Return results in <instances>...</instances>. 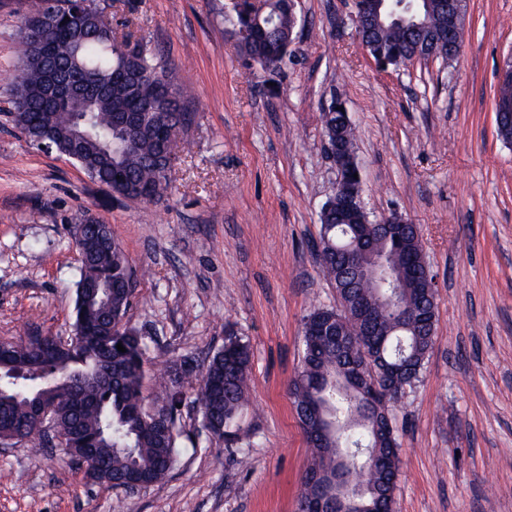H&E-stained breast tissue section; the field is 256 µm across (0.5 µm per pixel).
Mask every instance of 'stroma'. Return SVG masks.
Masks as SVG:
<instances>
[{"label":"stroma","mask_w":512,"mask_h":512,"mask_svg":"<svg viewBox=\"0 0 512 512\" xmlns=\"http://www.w3.org/2000/svg\"><path fill=\"white\" fill-rule=\"evenodd\" d=\"M175 64L197 111L171 194L114 196L70 159L0 119V339L71 334L81 212L110 225L137 275L128 312L155 373L229 336L252 353L253 409L236 455L200 438L168 477L136 492L87 482L60 449L0 448V512H297L309 447L287 385L303 318L335 306L313 244L336 184L325 112L357 129L371 218L417 224L437 282L422 378L394 408V512H512V145L498 133V73L512 0H467L451 63L378 67L352 0H297L294 41L265 69L237 48L231 0H96ZM33 0H0V103Z\"/></svg>","instance_id":"stroma-1"}]
</instances>
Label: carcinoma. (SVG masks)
<instances>
[{
	"mask_svg": "<svg viewBox=\"0 0 512 512\" xmlns=\"http://www.w3.org/2000/svg\"><path fill=\"white\" fill-rule=\"evenodd\" d=\"M62 0H38L19 32V75L11 89L9 122L30 143L53 142L86 175L123 194L132 183L148 186L161 201L170 186L169 170L157 162L156 142L129 140L116 118L139 104H155L178 131L193 124L196 112L171 62L147 44L118 42L104 9L85 0L74 19L50 25ZM291 0H267L262 13L236 14L239 50L266 68L280 65L294 30ZM418 24L431 30L442 19L418 0L411 13L385 6L382 25L356 26L366 52L380 65L399 67L411 60ZM54 64L68 76L89 74L103 84L98 95L74 104L48 99L41 86ZM326 136L337 140L346 159L338 187L320 215L316 245L321 272L336 288V306H315L303 319V353L288 384L306 438L324 430L313 447L299 495H309L316 476L342 459L350 463L362 489L360 512L394 503L399 472L395 401L386 398L387 373L402 369L400 384L420 381L437 325V289L418 227L407 224L396 236L363 215L339 224L344 200L363 193L357 164L356 132L347 109L325 119ZM80 255L71 335L0 341V438L42 440L35 427L36 405L49 406L53 437L69 464L91 482L126 488L152 485L174 468L183 388L196 383L201 415L197 435L238 442L239 421L250 407L251 351L229 336L224 346L197 359L186 357L147 384L145 336L128 324L136 280L127 256L107 224L81 213L71 230ZM366 311L379 331L364 335ZM122 344L125 351L117 350Z\"/></svg>",
	"mask_w": 512,
	"mask_h": 512,
	"instance_id": "obj_1",
	"label": "carcinoma"
}]
</instances>
